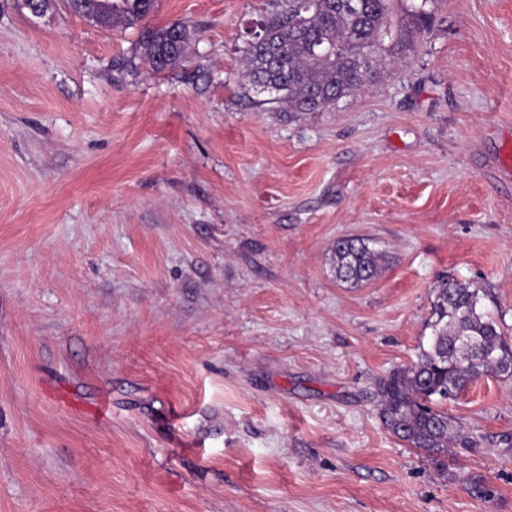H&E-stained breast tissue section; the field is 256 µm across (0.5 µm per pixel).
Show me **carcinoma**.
<instances>
[{"label":"carcinoma","mask_w":512,"mask_h":512,"mask_svg":"<svg viewBox=\"0 0 512 512\" xmlns=\"http://www.w3.org/2000/svg\"><path fill=\"white\" fill-rule=\"evenodd\" d=\"M157 0H66L79 14L92 13L104 28H135ZM421 5L396 0H285L280 12L257 24L244 50L247 81L280 94L290 112H317L363 90L375 77L372 59L385 41L428 27ZM193 32L170 24L143 30L139 60L154 72L179 66ZM336 279L353 286L373 280L383 256L362 239L342 238L332 250ZM479 290L448 277L436 286L432 334L415 363L381 380L380 415L396 437L432 456L472 441L433 402L452 398L483 375L512 380V345L481 304ZM491 353V359L482 353Z\"/></svg>","instance_id":"cac0c4a2"}]
</instances>
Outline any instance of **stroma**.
Listing matches in <instances>:
<instances>
[{
  "instance_id": "obj_1",
  "label": "stroma",
  "mask_w": 512,
  "mask_h": 512,
  "mask_svg": "<svg viewBox=\"0 0 512 512\" xmlns=\"http://www.w3.org/2000/svg\"><path fill=\"white\" fill-rule=\"evenodd\" d=\"M277 6L158 0L194 36L154 73L139 30L0 0V512H512V380L442 401L473 445L438 459L378 414L439 276L512 339V0H433L302 113L243 77ZM332 262L337 280L358 286L379 274L383 256L363 239L342 238L336 241L332 250Z\"/></svg>"
}]
</instances>
